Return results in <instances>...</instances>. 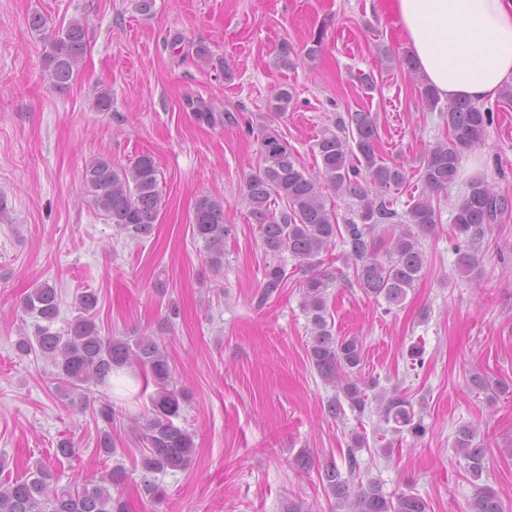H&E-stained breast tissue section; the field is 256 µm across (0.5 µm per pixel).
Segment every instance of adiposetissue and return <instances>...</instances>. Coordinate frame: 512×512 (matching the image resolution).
<instances>
[{
    "mask_svg": "<svg viewBox=\"0 0 512 512\" xmlns=\"http://www.w3.org/2000/svg\"><path fill=\"white\" fill-rule=\"evenodd\" d=\"M440 97L480 102L512 84V0H382Z\"/></svg>",
    "mask_w": 512,
    "mask_h": 512,
    "instance_id": "1",
    "label": "adipose tissue"
}]
</instances>
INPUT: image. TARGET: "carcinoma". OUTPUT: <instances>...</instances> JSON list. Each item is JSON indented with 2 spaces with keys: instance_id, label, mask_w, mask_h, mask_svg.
I'll use <instances>...</instances> for the list:
<instances>
[{
  "instance_id": "1",
  "label": "carcinoma",
  "mask_w": 512,
  "mask_h": 512,
  "mask_svg": "<svg viewBox=\"0 0 512 512\" xmlns=\"http://www.w3.org/2000/svg\"><path fill=\"white\" fill-rule=\"evenodd\" d=\"M48 46L43 77L53 88L66 90L77 79L87 53L88 33L83 20L74 19L55 31ZM419 97L423 106L440 112L449 141L425 151L418 174L428 192L419 195L402 213L393 209L385 196L404 184L406 171L400 165L378 160L377 117L372 113L351 112L348 120L321 132L315 142L321 162L316 176L304 170L295 149L278 130L277 119L287 112L292 100L288 90L275 94L271 112L259 125L263 165L248 177L245 197L264 251L274 257L289 254L305 274L302 307L311 315L312 323L308 358L319 377L339 385L343 393L327 402V413L334 419L345 414L344 399L352 410L364 414L368 396L365 383L357 376L361 339L335 335L326 319L333 276L322 269L321 256L341 241L347 247L346 259L354 261L356 283L363 293L375 300L383 299L388 312L400 306L408 290L422 277L425 256L421 241L433 234L439 223L433 194L447 190L455 180L462 153L481 140L500 107L497 102L480 105L457 100L443 108L436 90L423 79ZM83 179L91 205L119 232L137 241L154 234L162 194L152 156L142 155L129 167H117L108 157H94L85 164ZM327 191L353 200L354 217L339 224L336 211L327 207ZM278 201L282 208L276 210ZM508 207V199L495 194L483 181L470 183L453 218L458 273L466 275L474 270L481 241ZM381 224L394 226L384 251L377 245L376 230ZM192 231L204 243L212 271H223L224 241L232 235L231 225L225 222L224 200L200 195L194 205ZM285 278L283 265H268L259 302L277 291ZM98 302L93 292L81 294L77 314L58 329L57 288L47 282L35 285L23 301V311L34 319V332L19 337L16 351L50 362L58 371L56 391L67 398L80 397L84 409L90 403L92 388L109 386L112 375L125 369L141 371L144 386L152 385L155 391L140 432V479L145 494L158 499L163 489L156 483V475L185 468L194 451L191 433L175 424L188 396L173 384L168 353L157 338L144 334L130 342L100 335L95 323ZM379 410L383 422L396 434L406 432L421 438L427 432L411 402L398 394L381 399ZM98 415L104 422L98 448L108 457L116 453L112 425L122 415L106 400ZM456 448L466 461L474 486L465 512H504L495 489L480 483L487 470L488 448L477 439L476 428L461 426ZM320 477L334 499L332 509L339 512H428V504L420 496L387 494L372 480L351 489L332 459L324 463ZM125 478V468L116 467L95 482L60 486L50 466L39 463L23 478L0 482V512H128L121 494L111 492Z\"/></svg>"
}]
</instances>
